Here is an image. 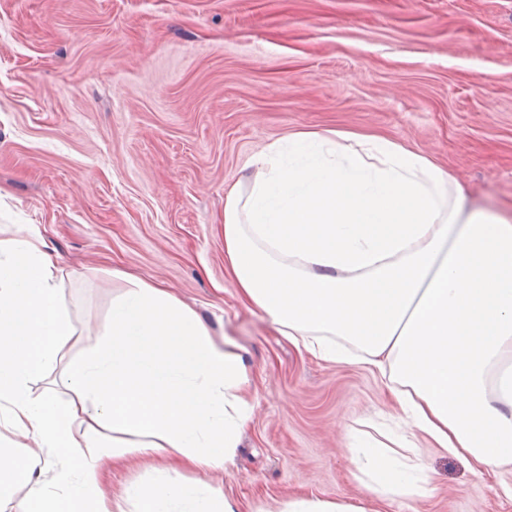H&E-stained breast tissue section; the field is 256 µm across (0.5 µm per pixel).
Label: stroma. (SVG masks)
Instances as JSON below:
<instances>
[{
  "label": "stroma",
  "instance_id": "obj_1",
  "mask_svg": "<svg viewBox=\"0 0 512 512\" xmlns=\"http://www.w3.org/2000/svg\"><path fill=\"white\" fill-rule=\"evenodd\" d=\"M385 137L512 215V0H0V231L40 230L96 347L125 271L162 283L250 363L251 410L223 471L180 469L244 512L288 498L377 504L357 437L406 436L424 475L386 512H512V472L480 478L427 447L380 375L297 350L240 305L224 196L296 131ZM166 460L105 465L135 512Z\"/></svg>",
  "mask_w": 512,
  "mask_h": 512
}]
</instances>
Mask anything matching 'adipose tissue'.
Wrapping results in <instances>:
<instances>
[{"mask_svg": "<svg viewBox=\"0 0 512 512\" xmlns=\"http://www.w3.org/2000/svg\"><path fill=\"white\" fill-rule=\"evenodd\" d=\"M256 157L224 201V264L241 301L328 362L350 353L389 383L431 447L477 476L512 465V220L468 207L432 158L379 136L289 135ZM39 232L0 238V404L7 430L38 449L0 448V491L57 462L18 512H125L106 504L102 465L128 454L223 470L250 410L243 349L215 342L197 311L158 283L127 277L100 342L58 370L76 327ZM59 372L67 400L32 397ZM139 512H241L221 489L165 476Z\"/></svg>", "mask_w": 512, "mask_h": 512, "instance_id": "ef3b65f1", "label": "adipose tissue"}]
</instances>
